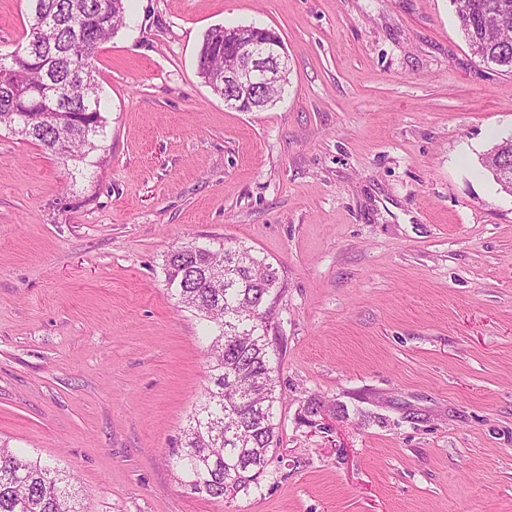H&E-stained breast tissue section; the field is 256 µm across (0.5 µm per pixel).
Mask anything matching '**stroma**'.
<instances>
[{"instance_id": "obj_1", "label": "stroma", "mask_w": 512, "mask_h": 512, "mask_svg": "<svg viewBox=\"0 0 512 512\" xmlns=\"http://www.w3.org/2000/svg\"><path fill=\"white\" fill-rule=\"evenodd\" d=\"M95 78L105 160L0 131V442L70 472L86 512H512V75L450 0H127ZM27 0H0V54ZM275 30L288 87L228 108L197 73L215 26ZM277 271L279 447L218 502L177 450L208 383L179 246ZM322 401L320 425L305 422ZM482 165L503 192L512 194V135L496 143L482 159Z\"/></svg>"}]
</instances>
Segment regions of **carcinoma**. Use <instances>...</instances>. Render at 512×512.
Masks as SVG:
<instances>
[{"mask_svg":"<svg viewBox=\"0 0 512 512\" xmlns=\"http://www.w3.org/2000/svg\"><path fill=\"white\" fill-rule=\"evenodd\" d=\"M25 44L0 55V128L57 158L84 163L104 149L107 120L93 76L100 45L124 23L126 0H29ZM465 40L487 66L512 73V0H451ZM197 70L206 76L232 64L233 56L207 49ZM53 85L66 105L48 111L39 97ZM500 189L512 194V136L482 159ZM166 284L212 330L210 385L194 408L178 465L184 483L196 481L220 502L258 483L274 454L278 423L275 369L268 350L266 302L275 268L246 248L182 246L165 259ZM73 478L0 445V512H81Z\"/></svg>","mask_w":512,"mask_h":512,"instance_id":"obj_1","label":"carcinoma"}]
</instances>
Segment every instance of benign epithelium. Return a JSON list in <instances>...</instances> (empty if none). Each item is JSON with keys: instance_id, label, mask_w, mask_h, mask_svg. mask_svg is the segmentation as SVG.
I'll return each mask as SVG.
<instances>
[{"instance_id": "1", "label": "benign epithelium", "mask_w": 512, "mask_h": 512, "mask_svg": "<svg viewBox=\"0 0 512 512\" xmlns=\"http://www.w3.org/2000/svg\"><path fill=\"white\" fill-rule=\"evenodd\" d=\"M224 41L236 46L238 65L222 75H211L208 81L225 104L231 107L245 101L251 104L266 85L283 82L288 54L281 41H252L249 28L244 26L224 28Z\"/></svg>"}]
</instances>
